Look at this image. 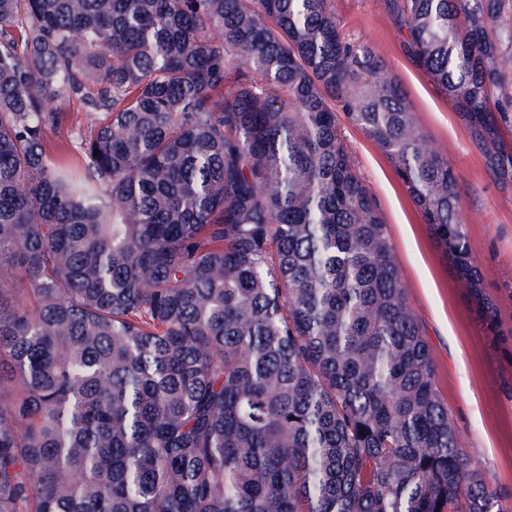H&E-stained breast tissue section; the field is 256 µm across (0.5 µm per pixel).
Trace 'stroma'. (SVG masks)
Returning a JSON list of instances; mask_svg holds the SVG:
<instances>
[{
	"label": "stroma",
	"instance_id": "35a3bbf8",
	"mask_svg": "<svg viewBox=\"0 0 512 512\" xmlns=\"http://www.w3.org/2000/svg\"><path fill=\"white\" fill-rule=\"evenodd\" d=\"M346 31L385 60L410 100L430 150L458 175L461 215L485 290L498 308V330L479 318L468 291L438 248L392 165L346 118L342 136L375 197L393 247L408 304L429 344L435 386L461 448L512 512V179L500 178L490 149L477 141L451 101L409 62L404 35L381 0H334ZM61 125L47 136L49 158L73 150L90 129L79 102L60 107Z\"/></svg>",
	"mask_w": 512,
	"mask_h": 512
}]
</instances>
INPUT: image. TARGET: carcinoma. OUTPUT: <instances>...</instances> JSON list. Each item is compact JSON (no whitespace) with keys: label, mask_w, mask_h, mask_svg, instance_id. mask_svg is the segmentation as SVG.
I'll return each mask as SVG.
<instances>
[{"label":"carcinoma","mask_w":512,"mask_h":512,"mask_svg":"<svg viewBox=\"0 0 512 512\" xmlns=\"http://www.w3.org/2000/svg\"><path fill=\"white\" fill-rule=\"evenodd\" d=\"M512 178V0H383ZM104 118L49 161L57 105ZM496 332L458 178L333 0H0V512H506L338 115Z\"/></svg>","instance_id":"obj_1"}]
</instances>
